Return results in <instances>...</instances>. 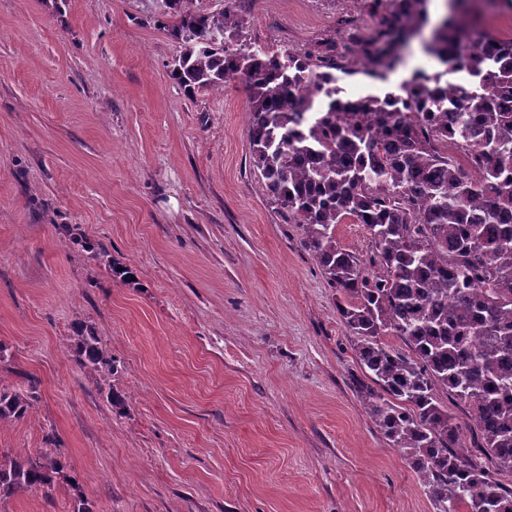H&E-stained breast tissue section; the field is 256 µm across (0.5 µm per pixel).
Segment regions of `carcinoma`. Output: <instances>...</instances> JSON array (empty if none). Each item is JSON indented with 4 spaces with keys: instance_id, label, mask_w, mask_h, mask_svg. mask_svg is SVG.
<instances>
[{
    "instance_id": "carcinoma-1",
    "label": "carcinoma",
    "mask_w": 512,
    "mask_h": 512,
    "mask_svg": "<svg viewBox=\"0 0 512 512\" xmlns=\"http://www.w3.org/2000/svg\"><path fill=\"white\" fill-rule=\"evenodd\" d=\"M169 0L163 31L184 45L171 74L188 93L241 80L248 92L251 163L267 194L336 291V311L361 371L354 387L370 417L414 470L433 512H512V37L466 23L463 0L425 53L464 77L413 72L408 116L387 109L402 93L338 97L336 74L384 81L400 46L430 19L432 0H360L374 26L348 31L350 57L276 53L241 42L247 0L193 11ZM324 90L316 108L305 97ZM448 103V112L437 106ZM365 227L363 258L336 241V225ZM398 337L395 350L380 341ZM76 361L123 408L112 355L78 325ZM29 389L0 387V423L23 417ZM466 409L461 422L438 399ZM60 456L0 453V500L47 488Z\"/></svg>"
}]
</instances>
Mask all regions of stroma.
<instances>
[{"mask_svg":"<svg viewBox=\"0 0 512 512\" xmlns=\"http://www.w3.org/2000/svg\"><path fill=\"white\" fill-rule=\"evenodd\" d=\"M359 0H251L243 34L315 51ZM155 0H0V452L57 447L0 512H431L357 396L336 295L250 162L240 80L189 94ZM130 266L88 260L81 241ZM102 337L123 412L69 352ZM27 391L7 390L0 387V423L23 417L35 400L37 383L28 379Z\"/></svg>","mask_w":512,"mask_h":512,"instance_id":"35a3bbf8","label":"stroma"}]
</instances>
